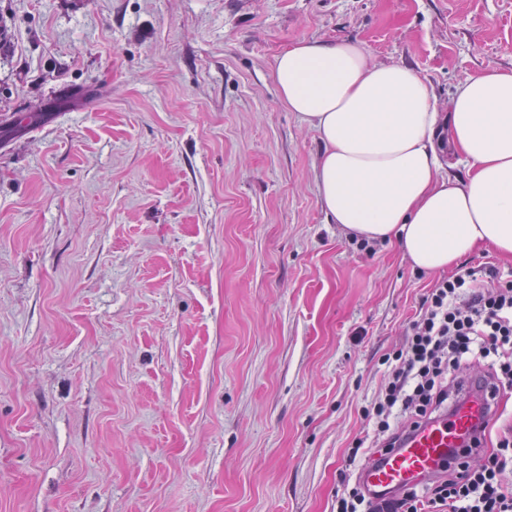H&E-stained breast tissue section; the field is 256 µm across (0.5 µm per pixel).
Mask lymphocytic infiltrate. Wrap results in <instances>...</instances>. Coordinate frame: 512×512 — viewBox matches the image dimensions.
<instances>
[{
    "label": "lymphocytic infiltrate",
    "mask_w": 512,
    "mask_h": 512,
    "mask_svg": "<svg viewBox=\"0 0 512 512\" xmlns=\"http://www.w3.org/2000/svg\"><path fill=\"white\" fill-rule=\"evenodd\" d=\"M476 358L498 382L512 386V284L488 288L466 271L428 289L402 347L383 358L385 382L361 408L373 423L375 443L398 439L396 414L418 422L447 411L449 399L460 393L457 371ZM480 457L479 465L461 461L448 477L382 502L352 486L337 496L336 512H512V486L502 480L512 470V437Z\"/></svg>",
    "instance_id": "obj_1"
}]
</instances>
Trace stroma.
Masks as SVG:
<instances>
[{
  "label": "stroma",
  "instance_id": "1",
  "mask_svg": "<svg viewBox=\"0 0 512 512\" xmlns=\"http://www.w3.org/2000/svg\"><path fill=\"white\" fill-rule=\"evenodd\" d=\"M302 40L444 113L512 0H0V512H334L436 277L328 219Z\"/></svg>",
  "mask_w": 512,
  "mask_h": 512
}]
</instances>
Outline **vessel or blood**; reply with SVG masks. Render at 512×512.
<instances>
[{
	"mask_svg": "<svg viewBox=\"0 0 512 512\" xmlns=\"http://www.w3.org/2000/svg\"><path fill=\"white\" fill-rule=\"evenodd\" d=\"M502 394L496 381L485 379L462 410L423 421L395 448L374 453L360 469L359 481L373 499L381 500L455 471L473 452L470 433L494 420Z\"/></svg>",
	"mask_w": 512,
	"mask_h": 512,
	"instance_id": "1",
	"label": "vessel or blood"
}]
</instances>
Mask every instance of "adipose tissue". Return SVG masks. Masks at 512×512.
Here are the masks:
<instances>
[{
	"label": "adipose tissue",
	"instance_id": "adipose-tissue-1",
	"mask_svg": "<svg viewBox=\"0 0 512 512\" xmlns=\"http://www.w3.org/2000/svg\"><path fill=\"white\" fill-rule=\"evenodd\" d=\"M274 77L283 104L323 143L318 190L334 223L369 241L397 239L430 273L483 248L512 260V72L470 77L444 115L415 71L371 63L359 42H298L277 57ZM444 146L469 164L466 181L443 174Z\"/></svg>",
	"mask_w": 512,
	"mask_h": 512
}]
</instances>
